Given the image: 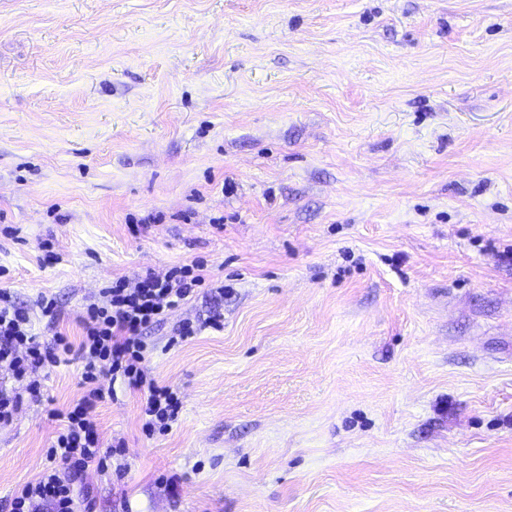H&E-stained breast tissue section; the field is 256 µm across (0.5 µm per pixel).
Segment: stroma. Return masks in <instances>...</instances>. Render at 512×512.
I'll return each mask as SVG.
<instances>
[{
  "label": "stroma",
  "mask_w": 512,
  "mask_h": 512,
  "mask_svg": "<svg viewBox=\"0 0 512 512\" xmlns=\"http://www.w3.org/2000/svg\"><path fill=\"white\" fill-rule=\"evenodd\" d=\"M511 246L512 0H0V285L55 299L37 333L149 268L231 288L143 336L170 432L100 379L127 472H83L93 512H512ZM81 372L0 425V505Z\"/></svg>",
  "instance_id": "stroma-1"
}]
</instances>
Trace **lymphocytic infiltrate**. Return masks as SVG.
<instances>
[{
	"label": "lymphocytic infiltrate",
	"mask_w": 512,
	"mask_h": 512,
	"mask_svg": "<svg viewBox=\"0 0 512 512\" xmlns=\"http://www.w3.org/2000/svg\"><path fill=\"white\" fill-rule=\"evenodd\" d=\"M206 278L207 270L198 262L163 274L149 270L132 280L118 278L80 313L82 338L75 349L60 334L52 343L42 342L28 310L16 304L10 289H0V364H7L18 384L14 390L0 388V424L13 420L23 395L39 396V372L59 366L70 351L78 353L86 386L76 403L55 411L63 426L46 450V465L36 479L12 493L9 512H81L84 502L75 489L77 478L92 463L108 471L114 455L104 446L95 415L103 397L97 386L101 376L145 393L140 420L146 433L170 430L182 402L175 390L150 375L141 334L163 322Z\"/></svg>",
	"instance_id": "obj_1"
}]
</instances>
